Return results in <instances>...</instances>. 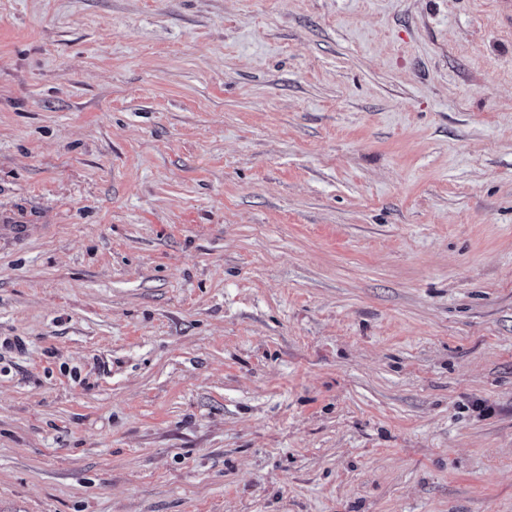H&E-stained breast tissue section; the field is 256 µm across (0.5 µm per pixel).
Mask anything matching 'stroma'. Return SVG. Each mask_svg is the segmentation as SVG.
<instances>
[{
  "instance_id": "35a3bbf8",
  "label": "stroma",
  "mask_w": 512,
  "mask_h": 512,
  "mask_svg": "<svg viewBox=\"0 0 512 512\" xmlns=\"http://www.w3.org/2000/svg\"><path fill=\"white\" fill-rule=\"evenodd\" d=\"M497 0H0V512H512Z\"/></svg>"
}]
</instances>
